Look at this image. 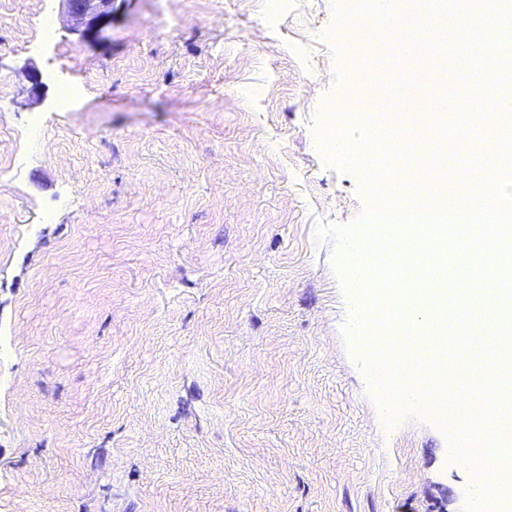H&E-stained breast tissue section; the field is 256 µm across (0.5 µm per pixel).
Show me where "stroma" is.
I'll list each match as a JSON object with an SVG mask.
<instances>
[{
	"mask_svg": "<svg viewBox=\"0 0 512 512\" xmlns=\"http://www.w3.org/2000/svg\"><path fill=\"white\" fill-rule=\"evenodd\" d=\"M279 2L126 0L83 42L0 0V512H486L496 466L388 420L347 343L358 0ZM437 58L385 91L458 92Z\"/></svg>",
	"mask_w": 512,
	"mask_h": 512,
	"instance_id": "stroma-1",
	"label": "stroma"
}]
</instances>
